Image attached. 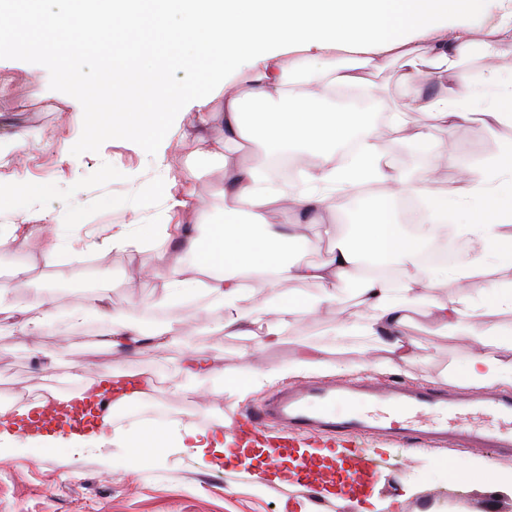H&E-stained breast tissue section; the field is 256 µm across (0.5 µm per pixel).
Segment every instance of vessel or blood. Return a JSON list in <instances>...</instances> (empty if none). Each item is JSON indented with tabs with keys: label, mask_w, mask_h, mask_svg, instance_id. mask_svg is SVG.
<instances>
[{
	"label": "vessel or blood",
	"mask_w": 512,
	"mask_h": 512,
	"mask_svg": "<svg viewBox=\"0 0 512 512\" xmlns=\"http://www.w3.org/2000/svg\"><path fill=\"white\" fill-rule=\"evenodd\" d=\"M476 411L496 416L498 428L472 425ZM268 427L279 431L282 448L302 436L320 439L332 453L337 497L351 500L375 486L384 468L383 458L366 446L369 438L435 448L512 449V393L465 396L370 378L348 386L312 382L280 390L251 413L230 415L224 423L230 434Z\"/></svg>",
	"instance_id": "vessel-or-blood-1"
}]
</instances>
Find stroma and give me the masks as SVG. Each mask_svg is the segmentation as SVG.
<instances>
[{
	"mask_svg": "<svg viewBox=\"0 0 512 512\" xmlns=\"http://www.w3.org/2000/svg\"><path fill=\"white\" fill-rule=\"evenodd\" d=\"M381 71L369 72L378 103L402 104L409 88L400 79V66L394 53L385 56ZM36 73V81H28V73ZM171 149L181 158L190 159L191 170H173L195 197L218 208L216 191L221 184L217 165L203 166L205 145L194 139L193 113L178 117ZM83 124V110L76 100L52 90L48 70L16 59L0 60V141L16 133L33 134L38 144L28 153L17 156L0 167V179L27 182L40 188L36 203L40 222L53 219L57 212L70 208L80 212L91 224H129L138 216H149L159 205L152 185L160 178L150 156L120 141L109 140L99 152L62 157L64 142H77ZM432 139L448 158L447 167L432 185L435 197H443L455 168L476 167L500 154L512 142V129L490 131L475 121L458 124L452 129L435 128ZM142 256L132 252H101L79 260H62L48 267L36 250L0 252V283L9 284L13 302L30 300L37 289L59 285L61 303L65 306L81 302L83 292L78 281L93 278L112 288V300L121 310L128 309L126 279L135 274ZM25 265V278L13 276L16 267ZM193 334L198 347L217 354L218 369L233 370L244 362L243 355L257 351L262 365H273L295 358V337L305 336L313 342L325 343L328 328L336 321V309L324 307L318 315L295 318L291 336L278 345L258 350V337L225 334L220 312L191 302L168 311ZM411 332L431 348V357L423 364L410 366L395 374V381L444 387L450 368L462 362L467 353L463 341L433 335L423 317H416ZM179 357L177 349L147 346L137 354L109 351L102 343L99 324L88 320L83 325L37 338L20 335L13 319L0 314V386L17 389V403L45 393L55 385L73 386L76 377L104 372L117 365H131L152 378L155 395L143 401L135 419H142L152 403L172 406L199 428L214 425L217 417L227 413H243L273 394V387L263 388L245 400L221 395L201 401L174 390L170 367ZM387 470L381 492L393 497L392 512H459L460 508L482 502L480 486L452 490L436 481H428L433 470L465 460L463 452L452 448L415 446L404 451L392 445L386 453ZM420 482L419 492L401 499L405 482ZM285 494L277 484H268L257 492L249 488L246 474L232 467L212 471L189 459H169L156 476L145 477L127 467H117L97 454L77 451L63 457L48 454L36 459L16 456L0 461V512H73L76 502L90 504L91 512H280Z\"/></svg>",
	"mask_w": 512,
	"mask_h": 512,
	"instance_id": "obj_1",
	"label": "stroma"
}]
</instances>
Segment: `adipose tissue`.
<instances>
[{
  "label": "adipose tissue",
  "mask_w": 512,
  "mask_h": 512,
  "mask_svg": "<svg viewBox=\"0 0 512 512\" xmlns=\"http://www.w3.org/2000/svg\"><path fill=\"white\" fill-rule=\"evenodd\" d=\"M157 22L175 29L188 55L187 66L206 76L247 73L248 88L216 84L224 108H211V98L198 81L178 89L182 103L197 116V135L208 147L207 158L221 161L224 221L203 223L205 208L192 192L170 178L173 163L170 136L141 141L149 118L140 111L148 97L165 100L169 86L166 68L145 69L137 61L114 54L113 81L120 102L112 112L113 139L143 143L165 179L161 209L148 224L88 225L60 213L44 229L41 258L56 265L61 258H78L102 251L146 253L128 288L143 280L164 281L158 309L181 308L204 297L224 314V331L262 330L261 347L281 342L296 316L317 314L353 296L361 309L358 318L340 315L330 332L332 341L366 337L356 349L357 359L344 373L371 370L387 374L423 363L428 355L408 331L412 314L429 318L437 333L463 339L468 348L462 366L448 373V384L459 388L512 387V329H504L496 315L512 313V279L484 290L467 288L476 277L512 269V150L477 168L464 169L445 191L447 208L431 206L433 177L442 167L443 152L429 150L422 169L398 166L381 127L411 131L413 140L430 142L432 128L455 127L479 120L489 130L512 127V110L499 102L512 97V70L502 59L512 57V0H484L498 22L484 37L459 21L466 0H158ZM141 0L120 6H98L81 18L64 0H8L0 6V58L15 49L18 28L48 33L59 48L84 54L99 53L105 32L128 34L141 26ZM420 28L447 29V38L423 49L412 48ZM298 46L300 58L288 62L282 48ZM345 45L363 52L361 64H337L332 55ZM397 50L402 78L411 94L399 108L360 112L338 106L336 90H356L374 97L364 78L365 68L379 67V55ZM491 59L482 76L459 87L456 73L471 54ZM266 160L297 156L314 158L312 169L289 181L287 188L270 186L269 170L232 163L239 145ZM38 189L0 184V207L12 208L21 221L0 224V250H25L34 234L32 223ZM340 195L352 207L343 214L327 259L306 260L312 246L306 229L324 211L335 207ZM296 211L301 220L281 224L279 212ZM310 281L318 293L269 307L283 282ZM456 284L444 301H426L427 292L441 283ZM266 302L251 304L256 292ZM95 318L111 349L134 352L151 343H177L183 352L174 367L181 394L203 396L202 382L222 375L221 395L242 399L251 392L286 378L335 372L324 359L323 346L297 339L299 357L260 368L245 362L235 371L218 373L213 357L193 345L178 321L169 320L147 330L138 321L120 317L112 307L107 286H96L82 303L59 305L58 290L43 289L31 303L18 329L28 336L77 326ZM117 442L139 446L127 461L137 471L154 473L165 460L185 455L200 465L221 469L225 459L251 454L255 440L224 436L168 421L150 428L129 423L119 428ZM102 435L55 431L28 435L21 430L0 431V460L21 453L36 458L45 453L68 455L100 449ZM478 482L485 493L512 495V475L483 458H471L448 471V483Z\"/></svg>",
  "instance_id": "obj_1"
}]
</instances>
